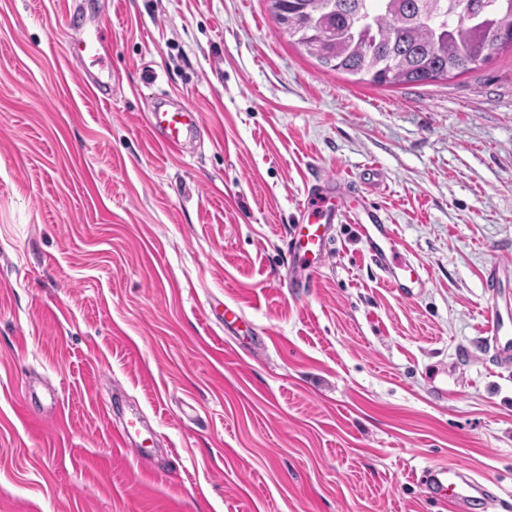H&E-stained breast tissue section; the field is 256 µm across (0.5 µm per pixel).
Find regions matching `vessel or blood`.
Segmentation results:
<instances>
[{"label":"vessel or blood","mask_w":512,"mask_h":512,"mask_svg":"<svg viewBox=\"0 0 512 512\" xmlns=\"http://www.w3.org/2000/svg\"><path fill=\"white\" fill-rule=\"evenodd\" d=\"M106 25L93 16L82 17L80 37L73 49L91 64L104 65L103 39ZM202 125L200 114L179 102L161 99L147 117V128L157 144L168 154L180 155L198 134ZM354 213L355 224L368 245V255L382 277L402 294H412L423 283L420 269L399 265L396 259L394 235L381 208L360 203L352 190L336 184L332 179H320L307 185L305 199L300 206L299 234L293 248L297 261V275L292 285L310 288L313 274L328 257L329 241L324 228L341 222L347 213ZM496 356L501 363H512V344L502 319L489 315L485 322ZM421 482L438 500L448 503L451 512H488L497 496L491 485L466 473L464 466H433L423 470Z\"/></svg>","instance_id":"vessel-or-blood-1"}]
</instances>
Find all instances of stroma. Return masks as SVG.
I'll use <instances>...</instances> for the list:
<instances>
[{"label": "stroma", "mask_w": 512, "mask_h": 512, "mask_svg": "<svg viewBox=\"0 0 512 512\" xmlns=\"http://www.w3.org/2000/svg\"><path fill=\"white\" fill-rule=\"evenodd\" d=\"M91 2L103 100L64 52L69 0H0V512H443L419 480L442 464L512 512V367L483 317L512 320V52L376 86L267 0ZM165 96L204 123L178 157L144 123ZM369 164L423 286L335 223L316 288H287L307 182ZM224 303L262 354L207 318ZM134 412L139 454L112 440Z\"/></svg>", "instance_id": "35a3bbf8"}]
</instances>
